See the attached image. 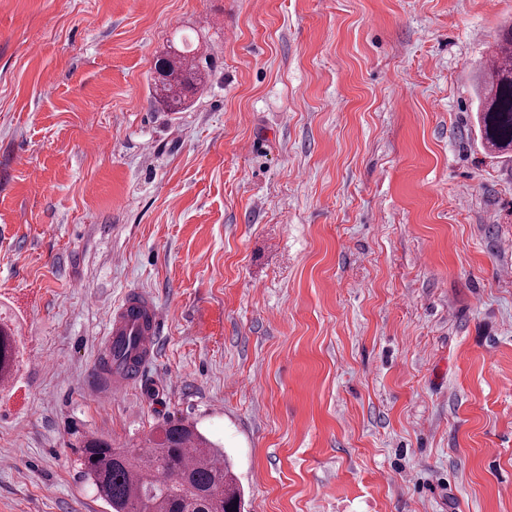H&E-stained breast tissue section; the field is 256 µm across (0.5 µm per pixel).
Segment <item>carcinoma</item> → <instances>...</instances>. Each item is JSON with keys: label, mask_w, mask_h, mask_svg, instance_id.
Masks as SVG:
<instances>
[{"label": "carcinoma", "mask_w": 512, "mask_h": 512, "mask_svg": "<svg viewBox=\"0 0 512 512\" xmlns=\"http://www.w3.org/2000/svg\"><path fill=\"white\" fill-rule=\"evenodd\" d=\"M498 60L479 76L477 125L490 150L512 152V25L497 34ZM209 58L199 48L171 47L155 68L153 97L169 112H181L203 87ZM15 339L0 317V381L13 375ZM142 447L114 448L90 436L83 440L81 476L111 512H241V490L228 458L194 424L167 420L159 438Z\"/></svg>", "instance_id": "1"}]
</instances>
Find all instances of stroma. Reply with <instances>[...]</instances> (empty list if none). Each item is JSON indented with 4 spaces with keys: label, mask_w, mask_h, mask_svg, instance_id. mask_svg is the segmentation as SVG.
<instances>
[{
    "label": "stroma",
    "mask_w": 512,
    "mask_h": 512,
    "mask_svg": "<svg viewBox=\"0 0 512 512\" xmlns=\"http://www.w3.org/2000/svg\"><path fill=\"white\" fill-rule=\"evenodd\" d=\"M512 0H0V512H109L77 438L186 419L244 512H512ZM211 69L151 87L176 34ZM163 334L90 391L114 305ZM498 60L479 76L477 125L481 141L491 151L512 152V25L497 34ZM209 64V58L200 54L198 47L180 50L170 46L155 68L154 99L168 112H182L205 84ZM17 358L15 339L5 318L0 317V381L11 378Z\"/></svg>",
    "instance_id": "1"
}]
</instances>
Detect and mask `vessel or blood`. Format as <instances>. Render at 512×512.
Segmentation results:
<instances>
[{
  "mask_svg": "<svg viewBox=\"0 0 512 512\" xmlns=\"http://www.w3.org/2000/svg\"><path fill=\"white\" fill-rule=\"evenodd\" d=\"M162 324V311L155 303L141 292H127L112 312L104 345L109 348L124 339L136 338L133 353L139 364H146L155 354L156 339Z\"/></svg>",
  "mask_w": 512,
  "mask_h": 512,
  "instance_id": "obj_1",
  "label": "vessel or blood"
}]
</instances>
